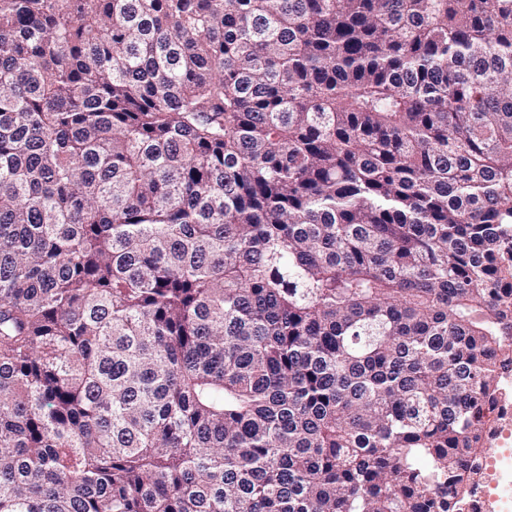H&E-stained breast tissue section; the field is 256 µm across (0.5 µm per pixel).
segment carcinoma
<instances>
[{
  "mask_svg": "<svg viewBox=\"0 0 512 512\" xmlns=\"http://www.w3.org/2000/svg\"><path fill=\"white\" fill-rule=\"evenodd\" d=\"M509 368L512 0H0V512H458Z\"/></svg>",
  "mask_w": 512,
  "mask_h": 512,
  "instance_id": "carcinoma-1",
  "label": "carcinoma"
}]
</instances>
